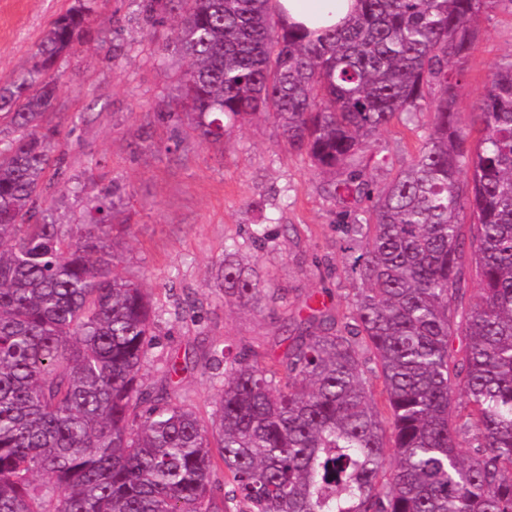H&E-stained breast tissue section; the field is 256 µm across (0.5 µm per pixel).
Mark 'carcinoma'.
I'll return each instance as SVG.
<instances>
[{
	"instance_id": "cac0c4a2",
	"label": "carcinoma",
	"mask_w": 512,
	"mask_h": 512,
	"mask_svg": "<svg viewBox=\"0 0 512 512\" xmlns=\"http://www.w3.org/2000/svg\"><path fill=\"white\" fill-rule=\"evenodd\" d=\"M133 2L152 26L174 21L159 58L189 61L174 150L272 123L355 202L338 229L360 287L340 319L314 294L283 317L287 293L227 243L220 285L279 324L283 358L210 346L206 420L147 389L158 322L200 315L114 272L121 183L84 188L77 224L48 204L55 69L96 5L73 0L0 84V512H512V52L476 103L472 146L456 110L478 18L500 0H359L315 39L270 0ZM427 108L407 165L369 179L370 141Z\"/></svg>"
}]
</instances>
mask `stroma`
I'll return each instance as SVG.
<instances>
[{"mask_svg":"<svg viewBox=\"0 0 512 512\" xmlns=\"http://www.w3.org/2000/svg\"><path fill=\"white\" fill-rule=\"evenodd\" d=\"M72 0H0V82L22 73L43 29ZM478 50L465 62L457 110L471 125L476 102L497 60L512 51V0L479 18ZM93 36L79 53L58 66L59 90L53 121L61 135L54 152L69 182L95 180L105 187L121 180L128 191L131 228L118 250V273L139 279L156 306L171 308L192 299L202 322L163 319L156 345L143 369V382L161 388L163 366L176 360L175 393L191 405L213 398L210 345L248 347L259 358L286 348L276 324L224 294L215 277L226 239L252 253L251 225L270 218L271 237L252 266L269 287L288 291L291 308L322 292L329 313H343L358 283L344 272L345 256L336 229L342 206L330 178L313 171L308 159L285 148L276 128L256 121L231 128L223 145L202 144L190 153L166 152L168 129L157 112L176 109L175 97L187 61L170 55L156 62V48L169 29L151 27L132 0H97ZM124 49L114 53L113 42ZM428 113L393 120L371 142L383 158L369 169L376 183L388 181L414 153Z\"/></svg>","mask_w":512,"mask_h":512,"instance_id":"35a3bbf8","label":"stroma"}]
</instances>
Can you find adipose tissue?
Segmentation results:
<instances>
[{"mask_svg": "<svg viewBox=\"0 0 512 512\" xmlns=\"http://www.w3.org/2000/svg\"><path fill=\"white\" fill-rule=\"evenodd\" d=\"M358 6V0H273L284 25L309 33L342 25Z\"/></svg>", "mask_w": 512, "mask_h": 512, "instance_id": "adipose-tissue-1", "label": "adipose tissue"}]
</instances>
